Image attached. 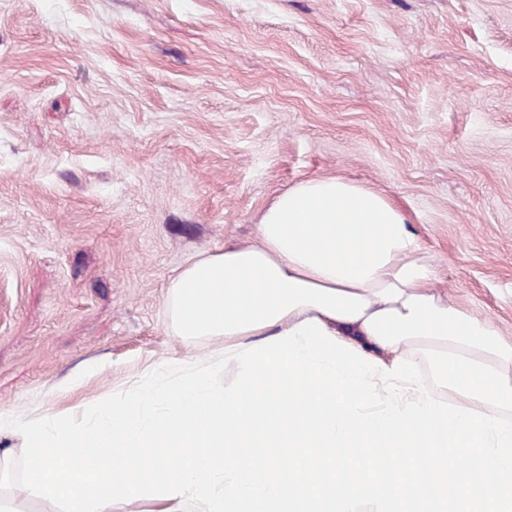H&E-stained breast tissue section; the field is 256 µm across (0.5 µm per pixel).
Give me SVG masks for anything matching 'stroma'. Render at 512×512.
Segmentation results:
<instances>
[{
    "mask_svg": "<svg viewBox=\"0 0 512 512\" xmlns=\"http://www.w3.org/2000/svg\"><path fill=\"white\" fill-rule=\"evenodd\" d=\"M324 175L512 334V0H0V417L218 349L168 281Z\"/></svg>",
    "mask_w": 512,
    "mask_h": 512,
    "instance_id": "1",
    "label": "stroma"
}]
</instances>
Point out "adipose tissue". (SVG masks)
<instances>
[{"mask_svg":"<svg viewBox=\"0 0 512 512\" xmlns=\"http://www.w3.org/2000/svg\"><path fill=\"white\" fill-rule=\"evenodd\" d=\"M404 217L336 176L288 187L256 240L190 261L167 285L174 335L251 345L309 318L392 365L417 362L436 400L512 417V336L450 300Z\"/></svg>","mask_w":512,"mask_h":512,"instance_id":"1","label":"adipose tissue"}]
</instances>
